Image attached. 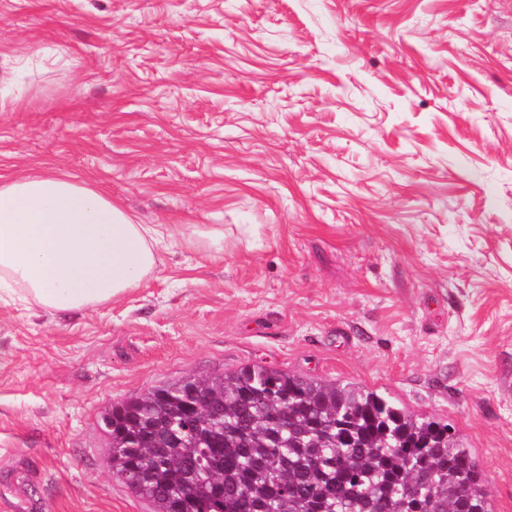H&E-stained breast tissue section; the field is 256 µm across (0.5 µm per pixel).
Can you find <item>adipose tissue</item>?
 Listing matches in <instances>:
<instances>
[{"mask_svg":"<svg viewBox=\"0 0 512 512\" xmlns=\"http://www.w3.org/2000/svg\"><path fill=\"white\" fill-rule=\"evenodd\" d=\"M169 231L101 188L54 172L0 174V304L61 316L120 299L156 268Z\"/></svg>","mask_w":512,"mask_h":512,"instance_id":"obj_1","label":"adipose tissue"}]
</instances>
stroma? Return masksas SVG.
<instances>
[{"mask_svg":"<svg viewBox=\"0 0 512 512\" xmlns=\"http://www.w3.org/2000/svg\"><path fill=\"white\" fill-rule=\"evenodd\" d=\"M0 173L173 241L62 318L0 305V512H150L105 405L262 363L448 423L512 512V0H0ZM182 241L190 247L202 248L207 252L220 253L224 251V227L215 225L205 231L181 233Z\"/></svg>","mask_w":512,"mask_h":512,"instance_id":"stroma-1","label":"stroma"}]
</instances>
